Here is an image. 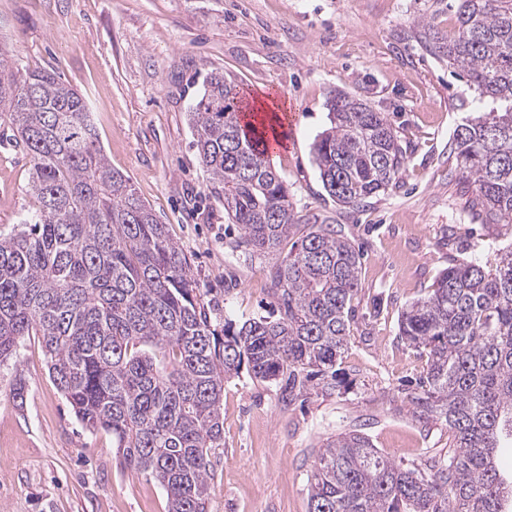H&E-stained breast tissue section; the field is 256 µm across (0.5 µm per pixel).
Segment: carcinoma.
Returning <instances> with one entry per match:
<instances>
[{
  "label": "carcinoma",
  "instance_id": "cac0c4a2",
  "mask_svg": "<svg viewBox=\"0 0 512 512\" xmlns=\"http://www.w3.org/2000/svg\"><path fill=\"white\" fill-rule=\"evenodd\" d=\"M456 34L432 43L492 107L460 125L451 153L488 224H512V0H460ZM243 91L204 76L189 107L195 146L251 256L271 266L276 314L217 336L183 251L112 168L85 96L54 71L0 52V112L31 156L40 207L0 236V360L39 336L76 418L112 435L121 464L154 478L168 512H207L211 451L224 446V381L247 369L293 402L343 384L360 253L334 224L298 229L271 167L268 127L241 121ZM314 147L344 209L396 186L406 149L384 113L337 93ZM399 336L427 358L408 392L418 420L442 419L448 459L406 466L356 430L329 437L308 476L309 512H504L512 484L495 459L512 433V249L495 271L445 268L402 312Z\"/></svg>",
  "mask_w": 512,
  "mask_h": 512
}]
</instances>
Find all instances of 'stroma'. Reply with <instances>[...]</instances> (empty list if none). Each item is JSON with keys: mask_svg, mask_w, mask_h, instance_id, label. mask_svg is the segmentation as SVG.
<instances>
[{"mask_svg": "<svg viewBox=\"0 0 512 512\" xmlns=\"http://www.w3.org/2000/svg\"><path fill=\"white\" fill-rule=\"evenodd\" d=\"M458 0H0V45L83 93L113 168L184 251L215 329L275 308L271 259L247 257L193 145L197 73L219 71L251 95L286 93L296 117L269 160L300 221L341 227L362 255L343 367L349 384L294 403L280 383L241 373L224 384V445L215 449L209 512H308L322 443L358 430L405 465L448 456L444 421L413 418L405 390L426 358L398 334L407 304L454 262L495 269L512 224L472 212L450 144L474 115L466 76L423 44L457 28ZM343 91L384 112L407 149L396 188L350 210L322 187L312 147ZM38 209L31 162L0 114V234ZM24 398L15 401L16 387ZM163 487L123 468L111 435L90 432L49 374L40 337L0 362V512H167Z\"/></svg>", "mask_w": 512, "mask_h": 512, "instance_id": "35a3bbf8", "label": "stroma"}]
</instances>
